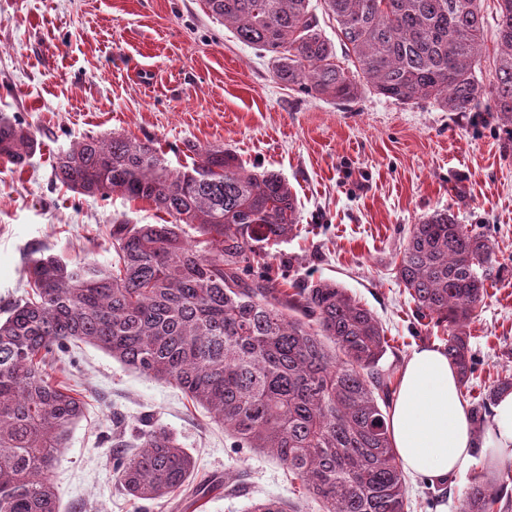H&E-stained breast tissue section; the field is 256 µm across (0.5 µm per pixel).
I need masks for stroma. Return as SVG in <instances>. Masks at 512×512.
Returning a JSON list of instances; mask_svg holds the SVG:
<instances>
[{"label":"stroma","mask_w":512,"mask_h":512,"mask_svg":"<svg viewBox=\"0 0 512 512\" xmlns=\"http://www.w3.org/2000/svg\"><path fill=\"white\" fill-rule=\"evenodd\" d=\"M0 116L28 125L40 147L23 168L0 159V312L29 289L32 248L112 263L109 227L168 217L119 195L90 198L56 181V156L86 135L154 140L171 168L185 142L221 146L245 166L279 173L296 194V236L268 250L284 279L332 280L370 308L389 347L380 366L397 392L419 347L444 349L443 328L417 320L395 277L408 228L437 210L488 228L512 266V132L488 112L401 105L367 92L349 107L278 82L273 65L207 14L202 0H0ZM475 373L461 398L512 374V275H504L470 326ZM65 371L50 370L85 404L52 470L63 512H173L166 501L121 494L112 470L113 420L143 416L172 432L200 476L240 478L189 512H249L299 493L269 455L238 453L222 426L169 382L140 375L100 349L69 345ZM468 473L443 482L407 476L412 512H458Z\"/></svg>","instance_id":"obj_1"}]
</instances>
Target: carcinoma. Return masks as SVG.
<instances>
[{"instance_id":"carcinoma-1","label":"carcinoma","mask_w":512,"mask_h":512,"mask_svg":"<svg viewBox=\"0 0 512 512\" xmlns=\"http://www.w3.org/2000/svg\"><path fill=\"white\" fill-rule=\"evenodd\" d=\"M234 37L270 56L277 80L346 107L369 89L394 102L481 110L512 126V0H496L492 80L481 70L484 0H324L350 65L320 26L312 0H203ZM34 132L0 118V159L24 166ZM191 162L171 169L150 138L86 136L58 155L56 180L79 195L145 200L168 224L111 225L112 267L42 249L24 274L32 296L0 320V512H60L50 473L83 414L46 368L66 344L90 343L150 378L175 383L224 425L238 449L267 451L301 481L322 512H407L405 477L383 408L387 352L374 313L340 285L295 281L260 264L298 226L295 196L273 171L243 166L222 147L186 143ZM195 236H190L189 231ZM487 232L437 210L409 229L398 282L416 315L447 328L460 385L475 372L469 326L508 266ZM512 375L471 404L480 429ZM139 451L113 462L124 494L193 505L214 485L177 438L145 417ZM505 478L477 474L459 512H507ZM279 497L250 512H297Z\"/></svg>"}]
</instances>
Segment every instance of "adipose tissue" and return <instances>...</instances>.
<instances>
[{
	"instance_id": "adipose-tissue-1",
	"label": "adipose tissue",
	"mask_w": 512,
	"mask_h": 512,
	"mask_svg": "<svg viewBox=\"0 0 512 512\" xmlns=\"http://www.w3.org/2000/svg\"><path fill=\"white\" fill-rule=\"evenodd\" d=\"M393 446L403 471L443 480L466 471L475 449L489 470L512 463V393L501 395L484 431H476L447 355L433 348L414 351L401 372L388 416Z\"/></svg>"
}]
</instances>
